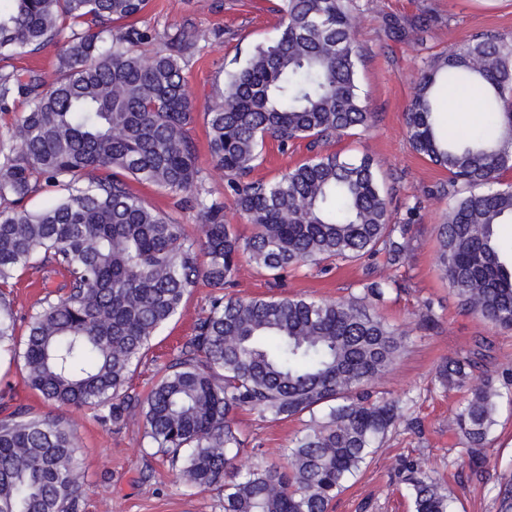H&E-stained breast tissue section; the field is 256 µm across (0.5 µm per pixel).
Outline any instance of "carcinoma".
Segmentation results:
<instances>
[{"instance_id":"obj_1","label":"carcinoma","mask_w":512,"mask_h":512,"mask_svg":"<svg viewBox=\"0 0 512 512\" xmlns=\"http://www.w3.org/2000/svg\"><path fill=\"white\" fill-rule=\"evenodd\" d=\"M282 2L276 37L226 73L204 112L211 164L253 227L245 237L224 202L187 196L202 176L183 66L202 35L179 30L147 56L139 47L148 33L116 24L139 16L148 0H0V55L37 53L70 27L52 83L0 70V112L27 103L0 136V199L14 203L0 211V357L22 361L28 385L59 407L89 409L116 427L141 407L149 447L186 487L224 489L222 512H329L402 417L398 401L368 389L405 349L403 331L375 312L396 281L370 280L347 301L229 293L244 259L276 281L336 259L380 257L397 267L411 247V225L390 223L373 158L321 150L372 125L356 79L354 0ZM431 21L391 22L388 34L418 38ZM453 84L482 96L473 119L480 131L466 137L438 129ZM405 130L417 154L448 171L437 237L453 296L512 331V258L498 235L512 223V36L476 35L424 59ZM269 139L281 149L305 140L310 156L274 180H252ZM133 182L197 209L200 235L189 237ZM41 185L59 195L31 210L25 201ZM42 266L64 281L37 302L20 338L13 280ZM201 280L214 294L192 335L145 396L129 390L152 338ZM475 368L469 356L450 358L438 379L466 390L451 425L478 452L512 375L474 387ZM243 409L271 423L309 416L287 465L235 469L245 440L232 417ZM78 452L61 416L19 406L0 420V512H79ZM403 473L414 512H453L447 490L420 466Z\"/></svg>"}]
</instances>
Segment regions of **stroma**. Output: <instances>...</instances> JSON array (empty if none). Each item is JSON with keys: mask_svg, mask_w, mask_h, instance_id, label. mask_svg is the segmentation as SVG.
Returning a JSON list of instances; mask_svg holds the SVG:
<instances>
[{"mask_svg": "<svg viewBox=\"0 0 512 512\" xmlns=\"http://www.w3.org/2000/svg\"><path fill=\"white\" fill-rule=\"evenodd\" d=\"M354 27L361 46L358 82L365 93L373 124L368 131L326 144L329 152L356 157L370 155L391 188L390 220L411 223L416 234L405 262L390 268L382 264L339 260L329 273L304 266L289 272L282 294H306L342 300L359 295L367 276L395 279L387 301L377 313L406 334V348L393 369L373 384L380 395L399 400L406 424L397 425L367 465L333 502L331 512H414L409 490L397 477L400 463L425 460L428 474L447 487L454 512H499L500 488L512 486V398L499 401L497 422L483 461L472 466V448L455 433L452 415L463 394L439 383L440 364L455 356L476 355L478 375H501L512 370V332L461 310L441 275L437 262L435 228L444 220L448 200L440 191L447 171L417 155L403 133L404 115L412 98L413 80L423 58L448 50L471 35L494 31L512 35V0H356ZM281 0H150L135 24L157 36L189 28L202 33L200 50L184 65L187 85L198 114L190 127L198 164L203 171L204 197L223 199V171L215 169L208 151L202 112L224 84V68L234 58H245L258 44L277 34ZM436 18L423 40L396 41L389 37L386 20H413L421 12ZM309 152L305 141L286 151L267 142L263 161L252 177L270 181L294 166ZM63 278L51 269L22 274L14 288L19 316L31 313L45 289H56ZM211 289L199 284L186 297L180 313L154 337L152 346L134 372L131 385L148 390L157 370L192 334L193 324L208 306ZM432 304L438 325L419 329L425 304ZM0 420L16 406L38 414L51 413L50 405L27 384L20 363L0 362ZM76 423L81 449L78 479L85 489L81 512H219L223 492L212 488L199 493L178 486L175 475L148 448L140 409H132L125 424L116 428L99 422L89 411L66 413ZM236 426L246 441L236 458L239 470L258 461L286 464L301 421H261L242 411Z\"/></svg>", "mask_w": 512, "mask_h": 512, "instance_id": "1", "label": "stroma"}]
</instances>
